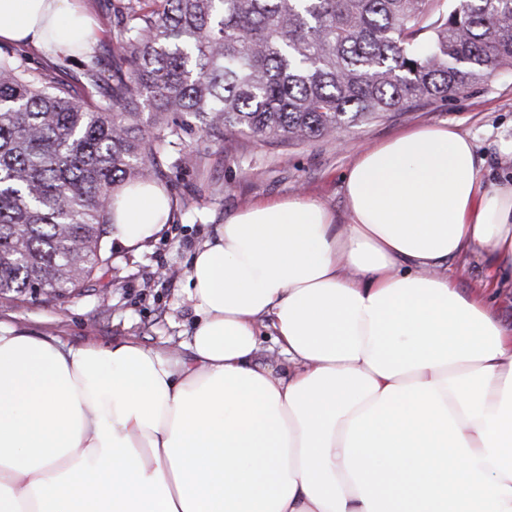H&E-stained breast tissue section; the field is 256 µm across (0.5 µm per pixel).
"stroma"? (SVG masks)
Returning a JSON list of instances; mask_svg holds the SVG:
<instances>
[{
    "label": "stroma",
    "mask_w": 512,
    "mask_h": 512,
    "mask_svg": "<svg viewBox=\"0 0 512 512\" xmlns=\"http://www.w3.org/2000/svg\"><path fill=\"white\" fill-rule=\"evenodd\" d=\"M95 26L89 54L59 62L33 45L0 42V52L26 59L56 79L82 77L89 58L108 68L112 58L109 0H83ZM449 124L474 140L489 180L512 176L501 139L512 138V69H500L450 101L407 108L302 144H266L248 135L217 143L199 129L184 136L192 159L175 166L174 155L159 158L168 173L162 183L173 201V216L139 251L106 243L112 259L72 294L0 297V325L35 337L56 336L70 346L95 341L108 346L132 336L147 346L177 347L187 341L197 316L187 295L186 270L194 250L212 239L224 221L258 201L296 193L312 196L346 221L343 176L354 158L399 132Z\"/></svg>",
    "instance_id": "obj_1"
}]
</instances>
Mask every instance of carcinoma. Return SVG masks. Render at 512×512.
<instances>
[{"instance_id":"carcinoma-1","label":"carcinoma","mask_w":512,"mask_h":512,"mask_svg":"<svg viewBox=\"0 0 512 512\" xmlns=\"http://www.w3.org/2000/svg\"><path fill=\"white\" fill-rule=\"evenodd\" d=\"M112 84L0 54V296L63 297L109 264L112 202L166 176L182 114L216 142L300 144L512 69V0H112ZM153 126L141 124V110Z\"/></svg>"}]
</instances>
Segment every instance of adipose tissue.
Listing matches in <instances>:
<instances>
[{"instance_id":"ef3b65f1","label":"adipose tissue","mask_w":512,"mask_h":512,"mask_svg":"<svg viewBox=\"0 0 512 512\" xmlns=\"http://www.w3.org/2000/svg\"><path fill=\"white\" fill-rule=\"evenodd\" d=\"M93 36L78 0H0V41ZM344 192L348 223L294 195L199 246L184 348L0 328V512H512V327L490 303L512 182L432 125L359 155ZM169 211L127 186L110 236L141 247Z\"/></svg>"}]
</instances>
